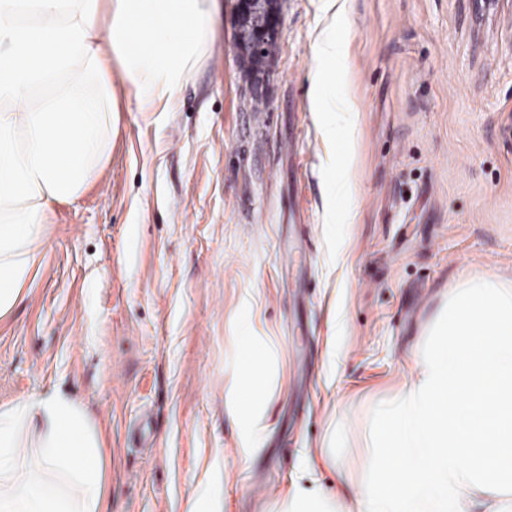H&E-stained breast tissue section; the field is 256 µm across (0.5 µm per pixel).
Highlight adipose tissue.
<instances>
[{
	"label": "adipose tissue",
	"instance_id": "adipose-tissue-1",
	"mask_svg": "<svg viewBox=\"0 0 512 512\" xmlns=\"http://www.w3.org/2000/svg\"><path fill=\"white\" fill-rule=\"evenodd\" d=\"M0 0V316L17 303L54 204L76 201L107 163L111 73L144 108L170 104L203 59L215 0ZM495 276L448 293V323L379 412L382 463L359 512H512V290ZM244 359L226 401L251 456L270 389L249 395ZM39 421L41 466L21 436ZM0 512H108L103 458L80 410L59 395L0 407Z\"/></svg>",
	"mask_w": 512,
	"mask_h": 512
}]
</instances>
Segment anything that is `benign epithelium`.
<instances>
[{
  "mask_svg": "<svg viewBox=\"0 0 512 512\" xmlns=\"http://www.w3.org/2000/svg\"><path fill=\"white\" fill-rule=\"evenodd\" d=\"M235 21L237 52L260 60L253 70L257 74L272 57L271 45L282 21L281 0H235Z\"/></svg>",
  "mask_w": 512,
  "mask_h": 512,
  "instance_id": "benign-epithelium-1",
  "label": "benign epithelium"
}]
</instances>
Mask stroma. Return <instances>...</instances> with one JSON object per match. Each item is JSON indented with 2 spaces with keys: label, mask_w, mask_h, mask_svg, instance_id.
<instances>
[{
  "label": "stroma",
  "mask_w": 512,
  "mask_h": 512,
  "mask_svg": "<svg viewBox=\"0 0 512 512\" xmlns=\"http://www.w3.org/2000/svg\"><path fill=\"white\" fill-rule=\"evenodd\" d=\"M218 0L167 109L115 82L109 161L54 205L0 316V407L76 402L112 512H286L353 497L379 406L430 354L448 293L512 289V0H283L260 78ZM345 43L313 109L318 45ZM253 322L271 385L253 461L224 394ZM350 510L343 498L331 500L323 496H305L297 491L288 496L289 512H348Z\"/></svg>",
  "instance_id": "1"
}]
</instances>
